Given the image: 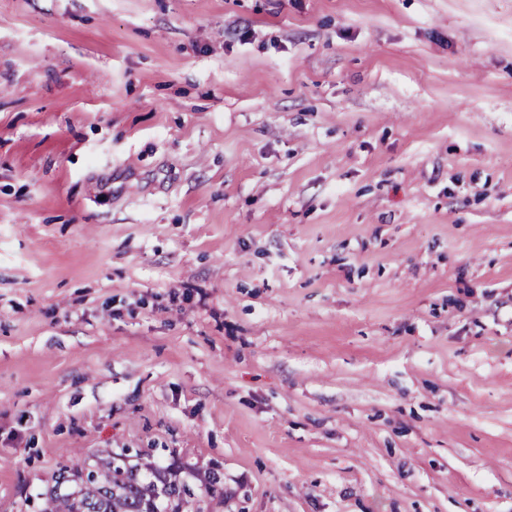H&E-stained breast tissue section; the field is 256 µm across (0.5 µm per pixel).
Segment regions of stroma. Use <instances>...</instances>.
<instances>
[{
    "label": "stroma",
    "mask_w": 512,
    "mask_h": 512,
    "mask_svg": "<svg viewBox=\"0 0 512 512\" xmlns=\"http://www.w3.org/2000/svg\"><path fill=\"white\" fill-rule=\"evenodd\" d=\"M129 448L512 512V0H0V512Z\"/></svg>",
    "instance_id": "stroma-1"
}]
</instances>
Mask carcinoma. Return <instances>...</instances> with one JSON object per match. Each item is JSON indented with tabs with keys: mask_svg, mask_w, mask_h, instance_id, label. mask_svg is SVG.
<instances>
[{
	"mask_svg": "<svg viewBox=\"0 0 512 512\" xmlns=\"http://www.w3.org/2000/svg\"><path fill=\"white\" fill-rule=\"evenodd\" d=\"M62 471L74 476L77 489L52 491L40 512H180L191 496L176 469L145 474L123 455L108 453L96 467L66 465Z\"/></svg>",
	"mask_w": 512,
	"mask_h": 512,
	"instance_id": "obj_1",
	"label": "carcinoma"
}]
</instances>
